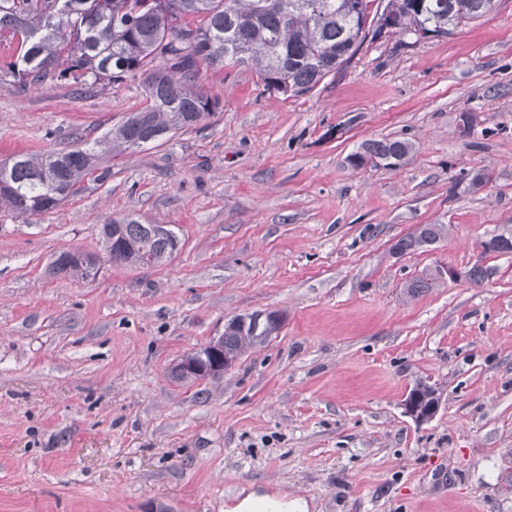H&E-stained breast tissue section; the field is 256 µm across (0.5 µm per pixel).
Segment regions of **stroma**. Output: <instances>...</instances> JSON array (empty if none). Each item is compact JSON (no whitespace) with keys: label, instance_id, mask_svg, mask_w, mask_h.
<instances>
[{"label":"stroma","instance_id":"obj_1","mask_svg":"<svg viewBox=\"0 0 512 512\" xmlns=\"http://www.w3.org/2000/svg\"><path fill=\"white\" fill-rule=\"evenodd\" d=\"M199 83L220 106L195 129L102 156L111 179L49 212L0 208V512H240L278 493L308 512H512V254L483 249L512 226V0L445 37L365 42L295 100L245 66ZM143 96L2 80L0 160L94 140ZM384 138L413 144L405 165L350 166ZM127 214L180 250L53 273L103 254L101 224ZM420 224L448 235L394 253ZM438 268L460 276L406 294ZM256 311L281 315L277 336L220 378H172ZM420 383L440 397L423 424L404 412ZM99 269V257L82 251L63 252L53 261L56 273H68L82 279L95 277Z\"/></svg>","mask_w":512,"mask_h":512}]
</instances>
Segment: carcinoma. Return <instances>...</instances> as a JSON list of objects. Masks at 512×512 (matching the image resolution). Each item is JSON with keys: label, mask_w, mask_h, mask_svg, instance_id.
Here are the masks:
<instances>
[{"label": "carcinoma", "mask_w": 512, "mask_h": 512, "mask_svg": "<svg viewBox=\"0 0 512 512\" xmlns=\"http://www.w3.org/2000/svg\"><path fill=\"white\" fill-rule=\"evenodd\" d=\"M496 0H385L383 11L397 20L394 34L446 37L490 14ZM373 21L354 0H0V33L15 44L14 61L0 69L22 91L50 80L121 83L141 79L140 105L112 125L93 145L46 154L20 152L0 162V205L24 217L48 212L79 193L86 181L103 184L112 171L98 164L114 155L162 145L180 131L214 115L219 100L202 92V66L250 67L264 89L284 99L307 95L336 75L368 38ZM413 152L401 139L371 140L348 158L350 166L396 169ZM448 233L445 224H421L397 240L398 253L431 246ZM100 235L111 264L157 267L167 263L177 232L168 224L139 218L112 219ZM100 269L93 253L69 251L53 270L82 279ZM438 276L412 280L406 292H427ZM281 324H257L239 315L224 334L180 359L172 367L179 381H197L185 370L188 360L216 351L233 363L261 346Z\"/></svg>", "instance_id": "carcinoma-1"}]
</instances>
